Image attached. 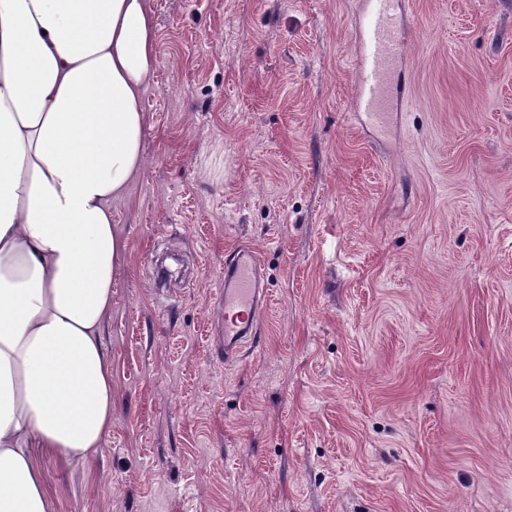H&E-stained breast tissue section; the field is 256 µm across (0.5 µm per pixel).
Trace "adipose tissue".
I'll list each match as a JSON object with an SVG mask.
<instances>
[{
    "label": "adipose tissue",
    "mask_w": 512,
    "mask_h": 512,
    "mask_svg": "<svg viewBox=\"0 0 512 512\" xmlns=\"http://www.w3.org/2000/svg\"><path fill=\"white\" fill-rule=\"evenodd\" d=\"M156 63L147 0H0V512H56L33 449L87 462L111 429L109 203Z\"/></svg>",
    "instance_id": "ef3b65f1"
}]
</instances>
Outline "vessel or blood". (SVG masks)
<instances>
[{"instance_id": "1", "label": "vessel or blood", "mask_w": 512, "mask_h": 512, "mask_svg": "<svg viewBox=\"0 0 512 512\" xmlns=\"http://www.w3.org/2000/svg\"><path fill=\"white\" fill-rule=\"evenodd\" d=\"M399 0H365L358 25L360 48L353 107L376 127L385 126L392 108L390 92L400 80L405 54L397 14ZM258 254L249 247L235 250L224 264V361L234 363L259 343V325L268 307Z\"/></svg>"}]
</instances>
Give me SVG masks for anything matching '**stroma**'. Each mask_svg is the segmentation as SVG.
<instances>
[{
  "instance_id": "stroma-1",
  "label": "stroma",
  "mask_w": 512,
  "mask_h": 512,
  "mask_svg": "<svg viewBox=\"0 0 512 512\" xmlns=\"http://www.w3.org/2000/svg\"><path fill=\"white\" fill-rule=\"evenodd\" d=\"M144 167L92 462L58 512H512V0H402L405 94L352 109L364 0H149ZM260 344L224 363V260ZM260 270V258L250 247L238 248L224 263V289L219 296L224 303L225 365L259 343V325L268 307Z\"/></svg>"
}]
</instances>
